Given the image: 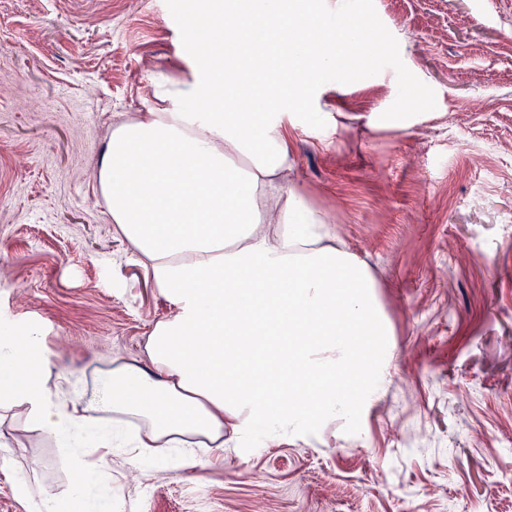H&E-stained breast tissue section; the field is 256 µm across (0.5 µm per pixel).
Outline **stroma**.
<instances>
[{
	"label": "stroma",
	"mask_w": 512,
	"mask_h": 512,
	"mask_svg": "<svg viewBox=\"0 0 512 512\" xmlns=\"http://www.w3.org/2000/svg\"><path fill=\"white\" fill-rule=\"evenodd\" d=\"M165 0H0V327L39 325L87 400L173 304L114 230L97 172L114 124L200 77ZM380 65L323 74L283 179L367 260L393 330L389 383L343 420L213 452L203 478L104 467L122 512H512V0H357ZM427 99L414 124L375 125ZM63 449L0 419V512L75 481Z\"/></svg>",
	"instance_id": "obj_1"
}]
</instances>
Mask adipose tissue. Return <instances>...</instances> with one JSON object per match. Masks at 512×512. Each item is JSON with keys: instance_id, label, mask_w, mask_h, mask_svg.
<instances>
[{"instance_id": "1", "label": "adipose tissue", "mask_w": 512, "mask_h": 512, "mask_svg": "<svg viewBox=\"0 0 512 512\" xmlns=\"http://www.w3.org/2000/svg\"><path fill=\"white\" fill-rule=\"evenodd\" d=\"M219 15L218 42L200 51L203 85L170 90L203 111L113 125L98 169L116 233L176 308L152 329L146 358L95 368L80 407L60 394L67 372L51 366L39 327L0 335V409H22L84 474L41 493L43 512H114L83 454L111 450L113 426L134 427L154 467L178 448L196 470L199 449L242 448L260 429L275 439L355 424L387 382L391 328L371 268L281 180L290 110L316 73L346 68L349 47L316 31L306 0H208L197 22ZM246 92L258 103L241 112Z\"/></svg>"}]
</instances>
